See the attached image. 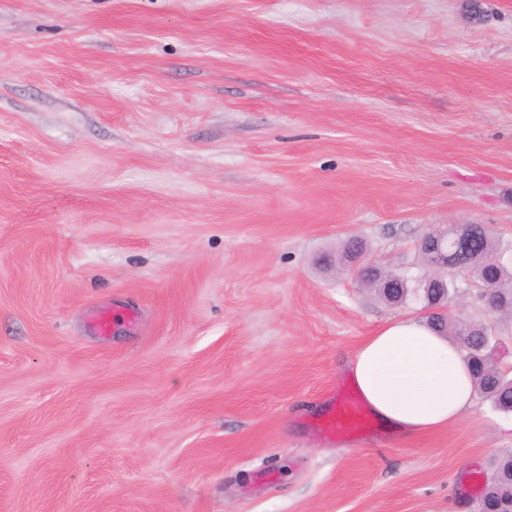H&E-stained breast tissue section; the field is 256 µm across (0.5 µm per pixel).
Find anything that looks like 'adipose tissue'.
I'll use <instances>...</instances> for the list:
<instances>
[{
    "mask_svg": "<svg viewBox=\"0 0 512 512\" xmlns=\"http://www.w3.org/2000/svg\"><path fill=\"white\" fill-rule=\"evenodd\" d=\"M358 392L384 426L407 435L459 420L474 388L453 343L419 321H389L358 349L351 364Z\"/></svg>",
    "mask_w": 512,
    "mask_h": 512,
    "instance_id": "obj_1",
    "label": "adipose tissue"
}]
</instances>
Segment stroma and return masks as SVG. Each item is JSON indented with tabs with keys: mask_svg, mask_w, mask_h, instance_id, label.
Masks as SVG:
<instances>
[{
	"mask_svg": "<svg viewBox=\"0 0 512 512\" xmlns=\"http://www.w3.org/2000/svg\"><path fill=\"white\" fill-rule=\"evenodd\" d=\"M451 224L512 255V0H0V512H473L489 401L309 427L429 315L322 255Z\"/></svg>",
	"mask_w": 512,
	"mask_h": 512,
	"instance_id": "obj_1",
	"label": "stroma"
}]
</instances>
